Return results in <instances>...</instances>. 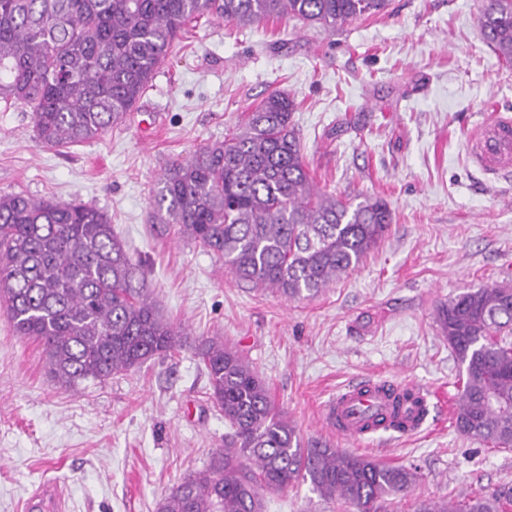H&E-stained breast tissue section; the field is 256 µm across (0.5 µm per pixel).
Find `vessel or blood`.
<instances>
[{
    "mask_svg": "<svg viewBox=\"0 0 512 512\" xmlns=\"http://www.w3.org/2000/svg\"><path fill=\"white\" fill-rule=\"evenodd\" d=\"M468 147L475 166L496 180L512 179V114L498 113L479 119L468 132ZM392 386L359 383L337 392L325 415L338 435L360 443L376 432L420 430L428 413V392L415 388V400L395 403Z\"/></svg>",
    "mask_w": 512,
    "mask_h": 512,
    "instance_id": "1",
    "label": "vessel or blood"
}]
</instances>
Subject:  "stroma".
I'll list each match as a JSON object with an SVG mask.
<instances>
[{
  "label": "stroma",
  "mask_w": 512,
  "mask_h": 512,
  "mask_svg": "<svg viewBox=\"0 0 512 512\" xmlns=\"http://www.w3.org/2000/svg\"><path fill=\"white\" fill-rule=\"evenodd\" d=\"M139 108L100 138L42 146L29 110L0 104V194L103 209L143 264L162 314L190 338L236 346L287 411L303 444H351L326 422L338 389L365 380L440 393L411 437L384 436L367 454L415 469L414 497L457 501L512 484V448L453 425L462 376L436 310L483 285L512 287V181L474 166L467 132L512 109V66L478 21V0H390L385 12L328 30L297 21L188 25ZM276 91L310 176L343 197L383 199L391 222L363 262L319 294L290 301L252 289L223 259L154 228L151 199L173 159L223 140ZM191 350L71 390L47 373L42 345L16 335L0 307V512H154L224 445V416ZM266 512H341L298 481Z\"/></svg>",
  "instance_id": "35a3bbf8"
}]
</instances>
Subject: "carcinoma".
Wrapping results in <instances>:
<instances>
[{
	"label": "carcinoma",
	"instance_id": "carcinoma-1",
	"mask_svg": "<svg viewBox=\"0 0 512 512\" xmlns=\"http://www.w3.org/2000/svg\"><path fill=\"white\" fill-rule=\"evenodd\" d=\"M387 0H0V102L29 109L35 137L66 147L126 121L187 24L239 27L271 19L336 29ZM483 35L512 65V0H481ZM294 99L274 92L224 140L171 161L156 219L224 259L261 291L315 295L358 267L391 213L380 199L345 201L310 177L292 125ZM0 304L15 333L43 343L50 374L76 388L129 371L187 342L161 313L142 264L109 215L76 202L0 194ZM437 322L462 369L456 429L512 445V288L487 285L441 306ZM209 398L229 431L205 468L155 512H264L298 479L354 512H389L417 472L327 444L303 447L270 389L222 336L194 340ZM415 512H512V485Z\"/></svg>",
	"mask_w": 512,
	"mask_h": 512
}]
</instances>
